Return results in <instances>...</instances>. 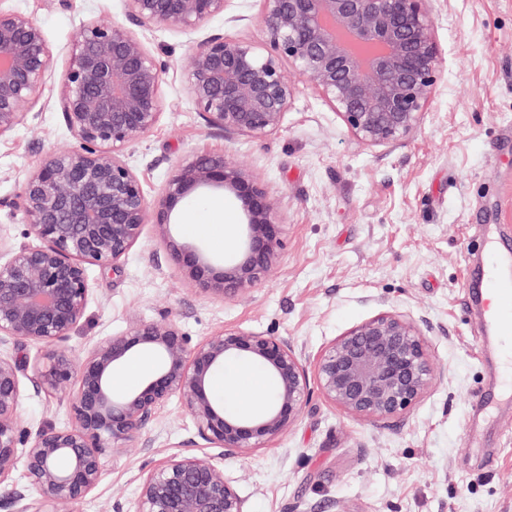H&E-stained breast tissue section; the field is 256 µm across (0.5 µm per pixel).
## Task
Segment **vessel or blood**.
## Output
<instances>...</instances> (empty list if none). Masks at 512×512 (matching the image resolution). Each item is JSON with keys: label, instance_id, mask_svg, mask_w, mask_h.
Here are the masks:
<instances>
[{"label": "vessel or blood", "instance_id": "b4317fda", "mask_svg": "<svg viewBox=\"0 0 512 512\" xmlns=\"http://www.w3.org/2000/svg\"><path fill=\"white\" fill-rule=\"evenodd\" d=\"M483 256L469 271L473 286L466 293L467 308L478 311L479 331L499 349L503 368L502 388L512 392V248L506 246L501 225H485L476 244Z\"/></svg>", "mask_w": 512, "mask_h": 512}]
</instances>
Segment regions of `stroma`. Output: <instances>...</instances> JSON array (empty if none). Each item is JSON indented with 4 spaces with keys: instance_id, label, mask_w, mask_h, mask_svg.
<instances>
[{
    "instance_id": "35a3bbf8",
    "label": "stroma",
    "mask_w": 512,
    "mask_h": 512,
    "mask_svg": "<svg viewBox=\"0 0 512 512\" xmlns=\"http://www.w3.org/2000/svg\"><path fill=\"white\" fill-rule=\"evenodd\" d=\"M42 26L55 70L37 120L0 136V233L24 240L9 200L53 152L75 146L61 110L64 73L79 27L121 20L124 0H5ZM443 63L431 106L410 138L370 147L312 88L300 87L280 130L252 138L208 126L184 89L192 41L211 33L262 42L260 0H230L224 17L197 31L159 26L149 51L166 64L162 114L126 152L148 198L196 155H220L260 177L279 202L283 234L272 276L220 297L187 283L146 225L118 269L90 270L93 297L73 357L136 321L173 322L193 340L225 329L288 342L306 371L356 324L391 311L425 336L436 381L406 413L385 420L345 413L313 392L300 419L267 447L226 458L224 472L249 512H512V408L488 411L477 440L465 421L489 387L476 326L463 308L469 250L481 224H504L512 246V0H430ZM242 218L223 191L184 200L173 235L211 253L194 232L212 202ZM69 422L62 394L26 389L21 433ZM191 418L170 401L133 442L104 460L100 481L76 512L130 504L142 473L172 455L200 454Z\"/></svg>"
}]
</instances>
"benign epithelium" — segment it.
Returning <instances> with one entry per match:
<instances>
[{"instance_id":"7a95c632","label":"benign epithelium","mask_w":512,"mask_h":512,"mask_svg":"<svg viewBox=\"0 0 512 512\" xmlns=\"http://www.w3.org/2000/svg\"><path fill=\"white\" fill-rule=\"evenodd\" d=\"M124 18L80 28L65 71L62 114L77 145L49 155L24 180L16 207L27 237L0 251V484L18 457L17 411L30 385L68 397L70 424L46 426L25 439L27 484L12 492L10 512H40L38 498L73 512L97 486L112 449L134 440L173 398L190 415L194 436L215 452L171 456L141 477L127 510L248 512L224 473V458L264 448L301 416L310 379L288 342L225 329L192 342L173 323L141 322L107 336L76 361L62 347L92 296L91 266L116 269L144 226L191 286L222 297L251 290L279 260L278 200L253 173L216 155L178 164L158 197L148 200L125 152L158 122L165 67L140 33L166 24L185 31L225 15L230 0H124ZM264 41L210 34L196 42L185 88L207 125L254 138L276 133L297 85H305L371 147L413 135L441 72L442 51L427 0H261ZM54 55L40 24L0 7V135L37 118ZM219 188L244 216L238 255L218 266L169 232L177 205L199 189ZM49 348L27 368L8 344ZM150 350L156 371L137 389L117 393L112 373ZM228 359L261 366L275 395L259 415L216 402L211 380ZM315 380L344 412L372 419L403 414L435 382L426 342L407 317L383 312L353 326L319 356Z\"/></svg>"}]
</instances>
